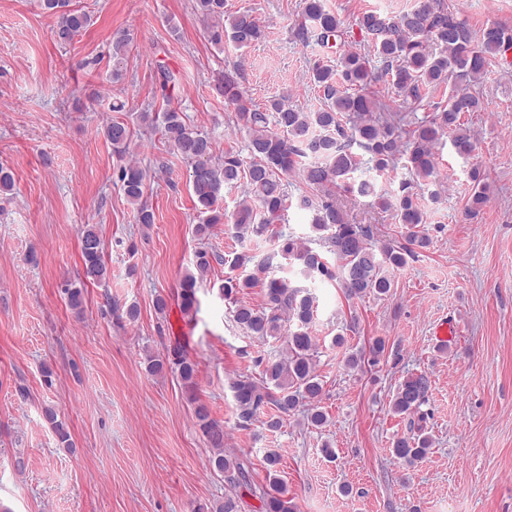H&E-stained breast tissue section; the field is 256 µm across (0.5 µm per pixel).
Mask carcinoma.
Segmentation results:
<instances>
[{
  "label": "carcinoma",
  "instance_id": "cac0c4a2",
  "mask_svg": "<svg viewBox=\"0 0 512 512\" xmlns=\"http://www.w3.org/2000/svg\"><path fill=\"white\" fill-rule=\"evenodd\" d=\"M44 7L54 18L50 36L58 46L71 44L93 23L90 13L69 8L67 0H44ZM195 10L216 45L228 39L247 48L265 36L264 26L251 13L230 12L225 9V0H195ZM302 17L295 28V38L306 46L312 42L323 48L332 44L338 54L336 65L318 64L312 70L313 82L322 89L326 100L324 108L305 112L288 104L284 94L272 98L264 107L256 106L236 66L225 68L218 79L224 101L233 106L234 126L248 135L249 156L233 149L217 156L209 134L188 124L180 110L145 111L136 116L140 126L160 130L174 153L191 165L195 205L207 213L195 229L201 241L208 237L211 225L226 220L233 224L239 242L252 235L261 236L271 225L282 221L288 210L283 184L288 174H298L311 192L320 194L318 199L301 196L298 207L310 212L311 231L325 252L301 239L279 235L275 248L259 259L246 250L235 253L230 268L250 267L252 271L241 277L228 275L221 285L224 298L233 301L234 322L241 329L263 342L274 338L286 343V354L274 361L257 357L256 363L264 365L260 378L243 373L230 382L238 424L244 428L269 405L277 409V414L266 421L271 430L280 428L282 416L301 406L307 407L309 425L321 427L327 423L326 414L319 409L323 384L316 373V348L308 332L318 303L307 287L272 276L274 269L280 267L278 259L301 266L307 279L337 282L350 299L387 294L393 284L392 272L404 267L416 251L430 246L429 237L422 231L424 212L412 185L426 187L438 182L434 145L443 136L450 138L459 155L468 157L473 153V137L464 118L483 111V101L473 87L492 65L506 60L512 50L511 27L494 23L476 38L449 0H418L397 17L364 12L358 20L359 43L373 50L382 71L389 75L391 89L402 98L403 110L398 112L370 91L374 82L371 55L349 44L341 18L325 9L323 0H304ZM132 41L125 31L112 37V74L116 78L121 76V65ZM158 80L165 96L180 78L162 66ZM449 83L453 90L446 104L437 107L431 116L416 117L423 107L425 91ZM103 134L114 153L121 157L129 153L134 128L128 123L113 121L104 127ZM355 146L369 155L372 169L379 173L406 159L405 168L412 183L404 184L393 201H383V205L394 209L405 229V243L387 242L376 248L371 244V226L350 222L336 201L338 189L360 197L377 196L372 182H350V175L360 165ZM117 177L127 202L134 207L137 223L145 227L153 224L154 212L144 200L150 174L129 162L119 168ZM470 180L472 191L466 210L475 214L488 201L484 172L472 168ZM240 182L246 186L245 196L231 214L220 212L217 202L222 191ZM326 252L335 257L336 264L327 260ZM80 253L85 280L105 279L104 243L92 225L81 231ZM215 261L222 258L206 247L195 251L193 269L180 282V310L184 315L197 311V288ZM258 287L263 289L262 304L255 306L243 300ZM147 368L152 374L167 369L177 373L189 399L196 403L197 425L211 448L210 465L233 489L213 506L215 512H240L236 489L241 487L260 499L262 512H294L277 477L270 478L264 487H256L250 479L249 458L224 454V427L210 418L208 408L196 395V363L175 347L163 358L149 356ZM428 392L427 375H412L398 384L391 409L398 415H415L423 422L428 417L422 409ZM44 415L58 443L64 448L72 447L66 421L52 408L45 409ZM431 447L430 437L414 434L398 439L392 452L412 463L426 457Z\"/></svg>",
  "mask_w": 512,
  "mask_h": 512
}]
</instances>
